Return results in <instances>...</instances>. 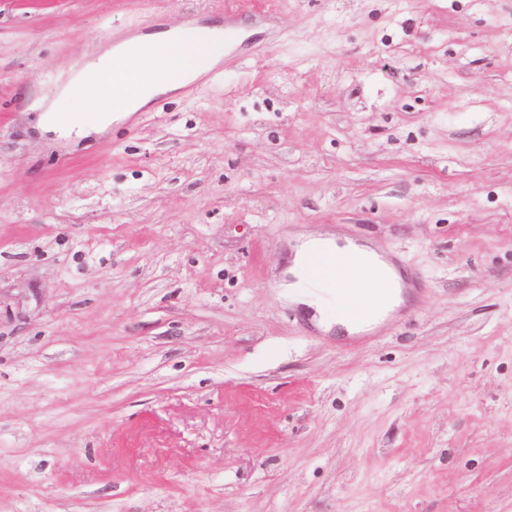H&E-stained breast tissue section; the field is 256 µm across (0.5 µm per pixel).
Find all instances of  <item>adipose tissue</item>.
<instances>
[{"mask_svg":"<svg viewBox=\"0 0 512 512\" xmlns=\"http://www.w3.org/2000/svg\"><path fill=\"white\" fill-rule=\"evenodd\" d=\"M287 275L289 302L327 331L371 329L404 302L396 268L339 235L306 236L293 249Z\"/></svg>","mask_w":512,"mask_h":512,"instance_id":"ef3b65f1","label":"adipose tissue"}]
</instances>
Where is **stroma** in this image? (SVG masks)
<instances>
[{"label": "stroma", "mask_w": 512, "mask_h": 512, "mask_svg": "<svg viewBox=\"0 0 512 512\" xmlns=\"http://www.w3.org/2000/svg\"><path fill=\"white\" fill-rule=\"evenodd\" d=\"M234 33L86 138L115 33ZM414 298L339 339L290 239ZM0 512H512V0H0Z\"/></svg>", "instance_id": "obj_1"}]
</instances>
